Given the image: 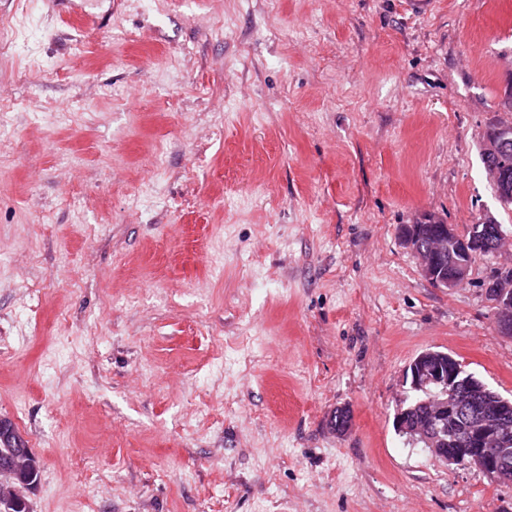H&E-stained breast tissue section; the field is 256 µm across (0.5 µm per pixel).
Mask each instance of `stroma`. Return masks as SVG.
<instances>
[{
	"mask_svg": "<svg viewBox=\"0 0 512 512\" xmlns=\"http://www.w3.org/2000/svg\"><path fill=\"white\" fill-rule=\"evenodd\" d=\"M32 2L0 54V417L33 512H512L393 426L429 348L512 398L499 257L436 288L398 234L512 230L481 156L512 0ZM497 276L487 286V295L497 309V332L512 337V266L502 265ZM1 436L9 437L10 440L15 437L16 442L22 448L16 447L17 444L15 441L12 442L8 439L6 441L0 439V460L12 455L15 448H18L20 453L23 455L35 460V456L32 449L29 447L28 441L13 425H11L10 420L8 419L0 418V437ZM21 442L24 443L26 447L23 448V445L20 444Z\"/></svg>",
	"mask_w": 512,
	"mask_h": 512,
	"instance_id": "1",
	"label": "stroma"
}]
</instances>
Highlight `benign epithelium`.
<instances>
[{
  "mask_svg": "<svg viewBox=\"0 0 512 512\" xmlns=\"http://www.w3.org/2000/svg\"><path fill=\"white\" fill-rule=\"evenodd\" d=\"M484 157H512V124L500 122L487 129L483 139ZM421 224H433L431 243L422 247L413 224H402L399 238L419 261L422 276L435 288H455L471 275V259L495 252L484 233L460 234L440 218L424 215ZM487 295L497 309V332L512 337V266L499 267L497 276L488 285ZM446 354L434 349L419 353L406 369V378L415 391L433 394L428 408L421 414L402 410L406 398L398 401L395 415L396 431L414 443H421L438 461L447 465L475 466L490 479L512 482V457L506 447L512 440V428L497 407L463 410L459 402L456 374L445 368ZM466 412L464 434L452 430L455 415ZM459 448L448 451V444Z\"/></svg>",
  "mask_w": 512,
  "mask_h": 512,
  "instance_id": "obj_1",
  "label": "benign epithelium"
}]
</instances>
